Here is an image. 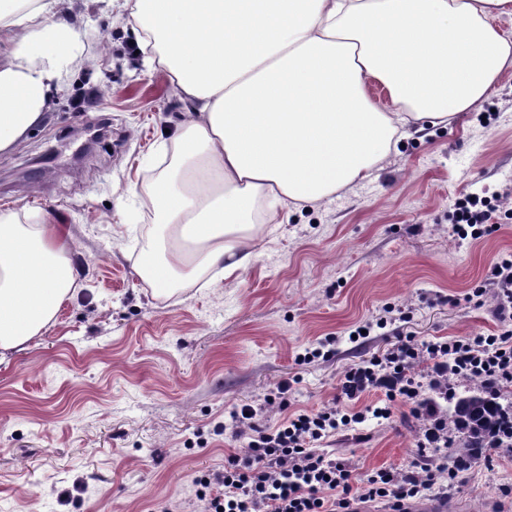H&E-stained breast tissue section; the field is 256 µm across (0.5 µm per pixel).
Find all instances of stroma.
Returning a JSON list of instances; mask_svg holds the SVG:
<instances>
[{
    "instance_id": "stroma-1",
    "label": "stroma",
    "mask_w": 512,
    "mask_h": 512,
    "mask_svg": "<svg viewBox=\"0 0 512 512\" xmlns=\"http://www.w3.org/2000/svg\"><path fill=\"white\" fill-rule=\"evenodd\" d=\"M77 36L56 52L65 87L50 112L0 154V210L51 217L72 238L76 291L28 350L0 357V512H202L197 479L223 473L245 438L229 412L292 386L288 412L380 405L346 398L343 372L402 338L463 339L502 327L490 271L512 252V73L448 126L392 147L367 179L262 225L245 272L216 269L158 297L138 275L155 234L148 183L185 110L167 77L144 67L129 25L81 0ZM471 192L499 229L470 244L449 216ZM483 296H474L475 288ZM367 338L350 342L355 328ZM328 344V356L305 359ZM420 422L408 404L340 429L324 449L354 487L378 469L411 471ZM435 512H512V452L489 450Z\"/></svg>"
}]
</instances>
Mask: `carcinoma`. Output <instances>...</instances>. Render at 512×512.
<instances>
[{
	"mask_svg": "<svg viewBox=\"0 0 512 512\" xmlns=\"http://www.w3.org/2000/svg\"><path fill=\"white\" fill-rule=\"evenodd\" d=\"M455 378L448 368V434L459 437L448 460L471 463L487 448L512 449V387L502 383L491 388L482 377L463 384Z\"/></svg>",
	"mask_w": 512,
	"mask_h": 512,
	"instance_id": "cac0c4a2",
	"label": "carcinoma"
}]
</instances>
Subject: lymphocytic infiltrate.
I'll return each instance as SVG.
<instances>
[{"mask_svg":"<svg viewBox=\"0 0 512 512\" xmlns=\"http://www.w3.org/2000/svg\"><path fill=\"white\" fill-rule=\"evenodd\" d=\"M494 206L486 198L468 194L455 200L453 230L459 239L478 240L496 232L491 222ZM499 311L509 327L497 335L465 339L397 341L384 354L350 367L342 391L353 397L379 388L387 404L372 413H346L328 406L315 412L299 411L274 429L252 434L242 453L229 455L224 473L217 476L221 493L200 492L205 512H358L360 504L382 500L391 512H408L414 500L439 488L441 476L456 479L447 463L420 464L397 475L379 469L362 489L352 486V471L341 460L328 458L315 443L336 430L363 423L367 416L389 418L395 402L411 404L423 427L418 448H437L448 441V423L439 408L424 404L423 376L434 387L447 389L448 369L481 372L493 381L512 382V254L500 256L492 268Z\"/></svg>","mask_w":512,"mask_h":512,"instance_id":"f902f5d3","label":"lymphocytic infiltrate"}]
</instances>
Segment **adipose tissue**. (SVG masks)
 <instances>
[{"instance_id":"1","label":"adipose tissue","mask_w":512,"mask_h":512,"mask_svg":"<svg viewBox=\"0 0 512 512\" xmlns=\"http://www.w3.org/2000/svg\"><path fill=\"white\" fill-rule=\"evenodd\" d=\"M128 12L146 65L188 110L139 273L156 295L219 268L246 271L258 224L369 177L404 135L445 126L512 67L492 23L512 0H105ZM66 0H0V153L51 110ZM381 84L389 105L367 93ZM58 225L0 211V356L21 352L74 292Z\"/></svg>"}]
</instances>
